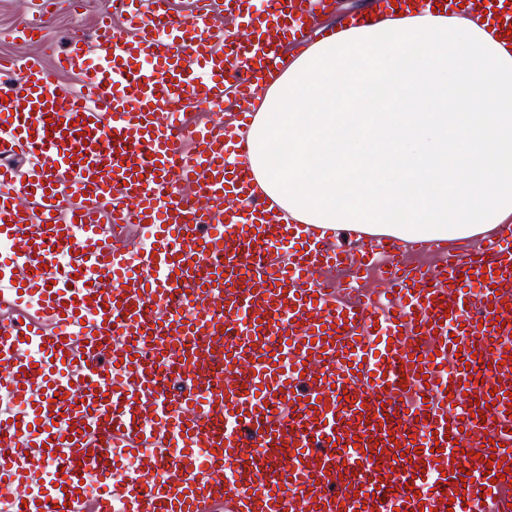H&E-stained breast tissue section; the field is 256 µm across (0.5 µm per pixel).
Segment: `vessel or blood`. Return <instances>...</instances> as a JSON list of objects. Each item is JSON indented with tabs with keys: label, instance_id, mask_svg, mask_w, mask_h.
Masks as SVG:
<instances>
[{
	"label": "vessel or blood",
	"instance_id": "1",
	"mask_svg": "<svg viewBox=\"0 0 512 512\" xmlns=\"http://www.w3.org/2000/svg\"><path fill=\"white\" fill-rule=\"evenodd\" d=\"M170 4L114 0L51 70L0 56V306L35 315L0 320V504L82 512L93 481L98 512H512V225L451 244L279 223L230 158L336 2ZM56 7L12 39L45 45ZM228 95L231 123L173 117ZM144 456L165 479L128 468Z\"/></svg>",
	"mask_w": 512,
	"mask_h": 512
}]
</instances>
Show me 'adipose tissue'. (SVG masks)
<instances>
[{
  "mask_svg": "<svg viewBox=\"0 0 512 512\" xmlns=\"http://www.w3.org/2000/svg\"><path fill=\"white\" fill-rule=\"evenodd\" d=\"M244 141L285 221L487 235L512 223V42L425 2L337 27L269 75Z\"/></svg>",
  "mask_w": 512,
  "mask_h": 512,
  "instance_id": "obj_1",
  "label": "adipose tissue"
}]
</instances>
